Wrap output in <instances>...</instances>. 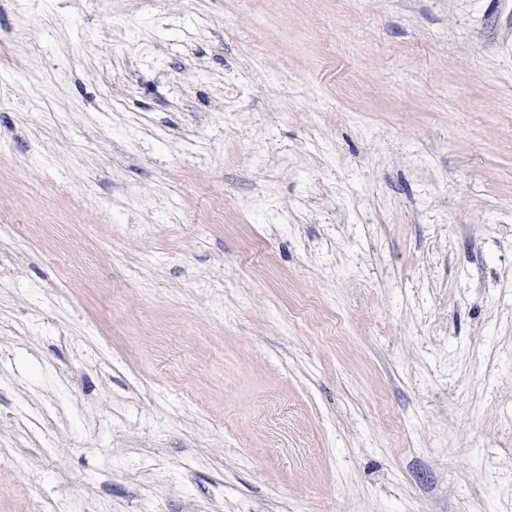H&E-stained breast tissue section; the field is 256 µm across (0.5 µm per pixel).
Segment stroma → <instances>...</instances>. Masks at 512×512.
<instances>
[{"mask_svg": "<svg viewBox=\"0 0 512 512\" xmlns=\"http://www.w3.org/2000/svg\"><path fill=\"white\" fill-rule=\"evenodd\" d=\"M0 512H512V0H0Z\"/></svg>", "mask_w": 512, "mask_h": 512, "instance_id": "1", "label": "stroma"}]
</instances>
